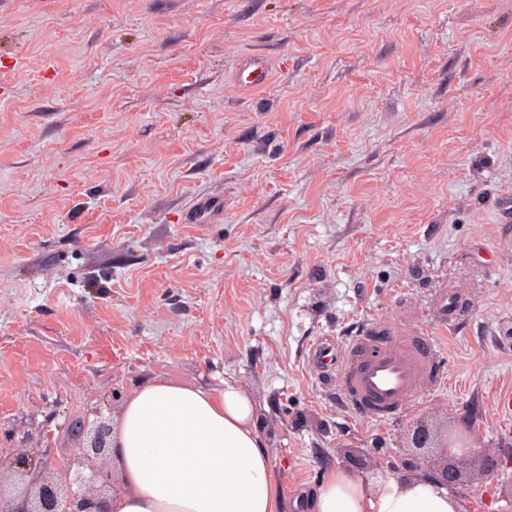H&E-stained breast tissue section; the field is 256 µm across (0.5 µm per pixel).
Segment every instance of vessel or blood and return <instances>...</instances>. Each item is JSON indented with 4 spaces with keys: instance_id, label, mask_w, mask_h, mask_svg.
Masks as SVG:
<instances>
[{
    "instance_id": "b4317fda",
    "label": "vessel or blood",
    "mask_w": 512,
    "mask_h": 512,
    "mask_svg": "<svg viewBox=\"0 0 512 512\" xmlns=\"http://www.w3.org/2000/svg\"><path fill=\"white\" fill-rule=\"evenodd\" d=\"M241 83L249 88L266 86L271 68L263 54H254L237 63ZM223 207L219 200H197L186 217L190 224L220 221ZM439 327L458 325L463 317V301L447 287L435 289L432 296ZM307 361L317 375L336 378L345 405L358 414L386 423L402 414L427 385L442 375L436 349L421 345L416 333L400 322L386 326L365 324L345 349L334 340L319 338L308 350Z\"/></svg>"
}]
</instances>
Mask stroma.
Listing matches in <instances>:
<instances>
[{
    "instance_id": "35a3bbf8",
    "label": "stroma",
    "mask_w": 512,
    "mask_h": 512,
    "mask_svg": "<svg viewBox=\"0 0 512 512\" xmlns=\"http://www.w3.org/2000/svg\"><path fill=\"white\" fill-rule=\"evenodd\" d=\"M444 283L472 302L442 334ZM509 317L512 0H0V456L63 465L102 397L232 377L290 512L344 450L401 475L419 424L508 458L456 491L512 512ZM397 318L443 378L380 423L307 343ZM235 71L240 73L239 81L246 87L258 89L266 86L271 79V68L263 54H252L246 60L238 62ZM220 200L198 199L189 209L186 221L189 224H216L221 220L224 206Z\"/></svg>"
}]
</instances>
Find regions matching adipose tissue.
<instances>
[{"mask_svg":"<svg viewBox=\"0 0 512 512\" xmlns=\"http://www.w3.org/2000/svg\"><path fill=\"white\" fill-rule=\"evenodd\" d=\"M118 484L111 512H285L252 396L156 377L123 402L113 435ZM311 512H468L464 499L422 473L373 484L329 469Z\"/></svg>","mask_w":512,"mask_h":512,"instance_id":"1","label":"adipose tissue"}]
</instances>
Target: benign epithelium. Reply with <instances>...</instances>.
<instances>
[{"label":"benign epithelium","mask_w":512,"mask_h":512,"mask_svg":"<svg viewBox=\"0 0 512 512\" xmlns=\"http://www.w3.org/2000/svg\"><path fill=\"white\" fill-rule=\"evenodd\" d=\"M110 410L109 404L99 407L93 411V420L80 424L77 432L83 443L61 469H50L25 452L13 454V490H5L0 475V512H110L109 495L117 483L110 463L114 434ZM411 447L418 453L404 459L402 466L411 472H424L448 486L472 477L461 466L465 461H474L478 475L484 477L495 475L501 466L498 456L474 446L467 430L441 435L420 425L412 432ZM427 448H454L459 457L431 465L422 454Z\"/></svg>","instance_id":"obj_1"}]
</instances>
